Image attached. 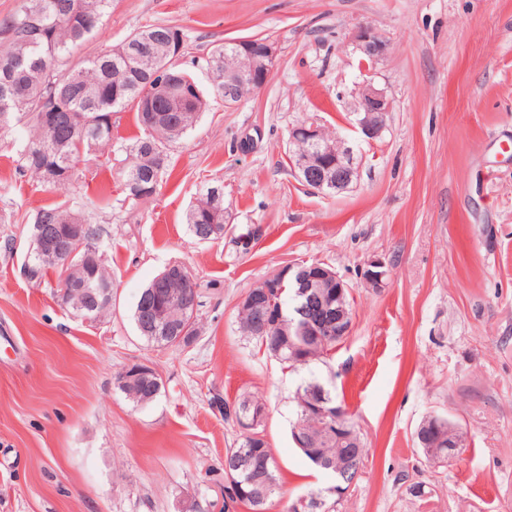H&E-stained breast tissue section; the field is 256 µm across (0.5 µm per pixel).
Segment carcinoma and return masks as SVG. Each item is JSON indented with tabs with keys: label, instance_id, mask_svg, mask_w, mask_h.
<instances>
[{
	"label": "carcinoma",
	"instance_id": "1",
	"mask_svg": "<svg viewBox=\"0 0 512 512\" xmlns=\"http://www.w3.org/2000/svg\"><path fill=\"white\" fill-rule=\"evenodd\" d=\"M20 8L0 20V62L18 61L8 70L0 66V88L10 95L6 109H0V130L18 124L27 127L20 151L21 168L38 184L55 188L72 184L79 178L80 162H86L112 145L114 112L130 108L136 112L144 136L131 150V162L120 173L126 196H131L130 183H139L150 192L141 200L151 199L157 192L162 174L170 165L168 146L181 140L192 130L196 118L205 107L204 92L190 73L174 62L169 52L173 40L183 43L180 30L164 25L139 28L116 48L93 56L73 58L102 29L103 16L111 0H20ZM30 20L41 23V33L31 34ZM147 37L149 54H137L135 44ZM73 120L72 124L43 120L44 108L52 97ZM191 234L199 241L206 237H224V191L220 185L206 188L191 204L185 215ZM82 209L64 201L40 207L33 224H88ZM99 261L81 266L82 273L74 281V290L91 298L101 288L112 287V275L106 268L104 251ZM28 274L35 279L50 272L62 279L56 263L29 257ZM304 288L303 281L290 273L280 296L288 308ZM157 279H152L140 294L134 321L141 336L164 349H181L191 345L201 334L197 321L198 308L185 314L180 308L153 295ZM254 310L238 309L239 330L265 351L290 367L307 366L336 347L325 344L317 336H298L302 356H292L288 337L270 323L263 332L257 326V311L269 306L264 288L247 292ZM118 388L134 403L146 405L161 393L163 380L157 376ZM324 386L306 382L297 393V420L318 442V457L308 459L335 478L348 474L352 478L363 471L366 448L356 453L336 442L326 424L317 416L304 413L303 406ZM245 412L254 418L265 413V404L257 397H242L235 405L224 402V420L234 421L233 412ZM253 493L252 509L265 508L268 499L280 489L278 465L272 448L256 440H240L238 446L226 450L224 484L221 495L224 509L241 498L240 489Z\"/></svg>",
	"mask_w": 512,
	"mask_h": 512
}]
</instances>
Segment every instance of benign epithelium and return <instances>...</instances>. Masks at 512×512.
I'll list each match as a JSON object with an SVG mask.
<instances>
[{
  "mask_svg": "<svg viewBox=\"0 0 512 512\" xmlns=\"http://www.w3.org/2000/svg\"><path fill=\"white\" fill-rule=\"evenodd\" d=\"M356 39L365 56V62L373 63L381 58L387 50L386 41L371 27L358 30ZM238 50L235 53V65L230 71L224 72V96L234 92L235 86L248 84L252 89L259 90L269 81L276 58L274 43L255 38L235 41ZM391 98L382 89L366 82L359 89L356 101L358 125L362 134L369 140L379 138L386 128L387 120L392 112ZM289 164L296 178L303 186L315 193H341L351 188L357 179L353 151L344 141L336 137L329 140L324 130L314 124L300 125L289 132ZM95 237L87 224L70 225L69 233H64L58 224H40L31 237L29 253L39 258H49L68 269L76 250L73 244L86 248L87 255L96 252ZM297 270L305 281L306 301L299 312L304 317L288 323H297V335L336 337L346 339L352 330L350 313L345 306L349 285L331 267L323 263L311 265L303 262L288 265V270ZM388 274L387 265L380 259L370 260L362 270L363 281L374 287L381 288ZM156 371L146 364H133L125 375L123 383L131 384L136 379L150 377ZM312 408L323 417L336 421V439L351 445H358V436L354 427L346 421L348 412L340 405L333 406L331 401L319 396L311 401ZM432 427L441 430L453 427L454 442L460 443L462 430L453 426L448 419L430 416L420 425L424 429Z\"/></svg>",
  "mask_w": 512,
  "mask_h": 512,
  "instance_id": "obj_1",
  "label": "benign epithelium"
}]
</instances>
